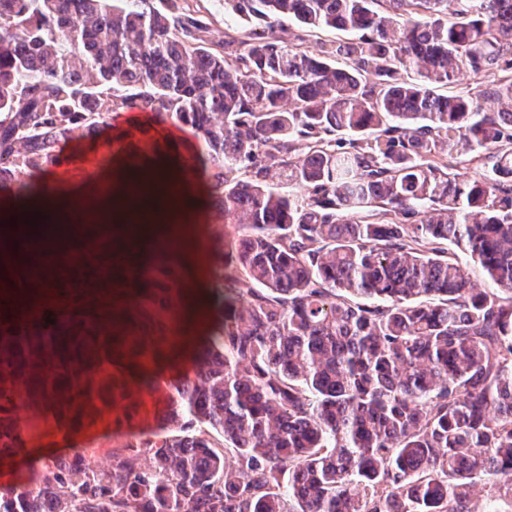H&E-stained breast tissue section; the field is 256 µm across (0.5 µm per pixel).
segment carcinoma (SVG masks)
Instances as JSON below:
<instances>
[{"instance_id":"cac0c4a2","label":"carcinoma","mask_w":512,"mask_h":512,"mask_svg":"<svg viewBox=\"0 0 512 512\" xmlns=\"http://www.w3.org/2000/svg\"><path fill=\"white\" fill-rule=\"evenodd\" d=\"M261 26L210 44L188 0H0V195L48 192L61 144L121 112L194 129L209 182L215 316L160 432L34 460L0 512H474L512 500V0H224ZM354 34L311 54L279 35ZM344 64H339V61ZM413 70L417 79L402 80ZM468 71L478 81L454 89ZM490 102L493 109H485ZM482 174L472 177L465 166ZM100 250L87 279L0 322V458L39 429L131 416L171 333L181 270ZM466 258L492 288L471 281ZM52 318L55 323L46 322Z\"/></svg>"}]
</instances>
